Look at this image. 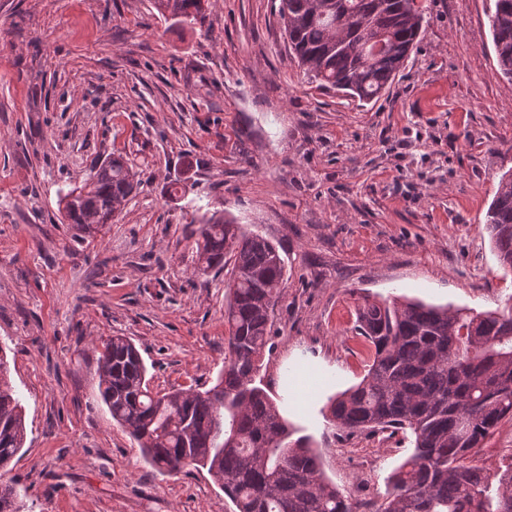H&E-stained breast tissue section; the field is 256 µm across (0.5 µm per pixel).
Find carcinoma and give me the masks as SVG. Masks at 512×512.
<instances>
[{"instance_id": "obj_1", "label": "carcinoma", "mask_w": 512, "mask_h": 512, "mask_svg": "<svg viewBox=\"0 0 512 512\" xmlns=\"http://www.w3.org/2000/svg\"><path fill=\"white\" fill-rule=\"evenodd\" d=\"M165 17L201 22L207 0H154ZM291 49L309 80L371 101L400 73L419 37L416 0H280ZM496 61L512 84V0L488 14ZM382 38L384 52H371ZM141 184L120 155L94 168L92 182L59 195L67 223L82 233L112 220ZM500 266L512 271V175L487 212ZM197 272H226L228 360L216 383L160 394L137 348L123 336L102 342L99 394L162 474L205 468L235 512H361L327 480L307 438L292 430L256 376L269 345L285 262L268 239L211 216L196 241ZM358 328L375 356L362 380L328 399V419L345 430H408L413 451L387 477L377 512H512V463L492 474L468 463L475 448L512 419V310L479 312L420 302H368ZM26 440L23 407L0 347V469ZM15 488L0 485V512H23Z\"/></svg>"}]
</instances>
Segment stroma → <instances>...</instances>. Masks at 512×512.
<instances>
[{
  "instance_id": "stroma-1",
  "label": "stroma",
  "mask_w": 512,
  "mask_h": 512,
  "mask_svg": "<svg viewBox=\"0 0 512 512\" xmlns=\"http://www.w3.org/2000/svg\"><path fill=\"white\" fill-rule=\"evenodd\" d=\"M421 35L391 87L362 102L312 83L279 0H212L203 23L153 0H0V347L26 442L0 481L26 512H234L207 471L159 473L98 398L102 340L129 338L152 390L224 367V276L196 273L204 217L277 244L287 283L263 386L283 368L356 384L374 349L364 301L477 312L512 306L485 214L512 173V84L490 0H417ZM123 156L138 192L101 232L61 221L59 190ZM181 182L187 192L170 199ZM327 479L375 512L411 433L289 415ZM473 464L512 462V420Z\"/></svg>"
}]
</instances>
